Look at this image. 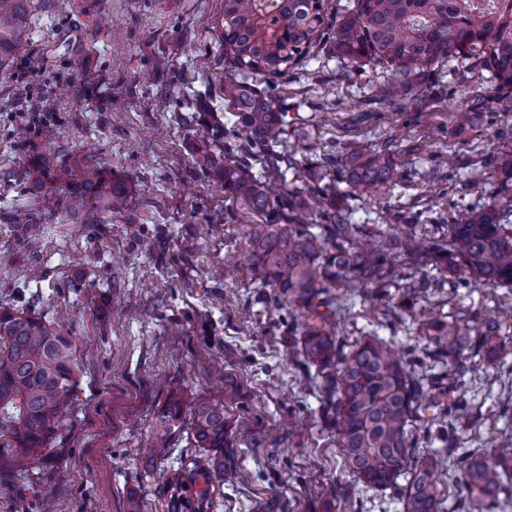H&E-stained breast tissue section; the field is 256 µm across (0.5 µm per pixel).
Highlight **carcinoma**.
Wrapping results in <instances>:
<instances>
[{"label": "carcinoma", "instance_id": "carcinoma-1", "mask_svg": "<svg viewBox=\"0 0 512 512\" xmlns=\"http://www.w3.org/2000/svg\"><path fill=\"white\" fill-rule=\"evenodd\" d=\"M31 0H0V70L27 41ZM324 0H224V102L232 127L254 149L248 156L224 147V197L258 218L246 226L245 266L250 281L292 309L288 335L302 363L315 368L323 412L336 431L344 467L363 492L397 489L402 512H443L440 486L460 478L467 512L512 502V443L458 448L446 419L469 416V386L482 363L512 353V305L494 313L450 310L412 321L423 359L407 360L375 332L349 344L343 338L356 299H369L383 319L403 322L409 303L428 302L441 278L468 276L474 288H512V146L490 162L498 180L472 185L492 201L446 226L424 230L355 224L347 200L359 191L391 188L403 171L389 146L347 144L336 157L339 202L326 203L333 185L325 166L308 183L278 194L280 146L288 113L249 83L269 80L328 46L351 67L373 63L387 73L380 93L389 102L412 95L425 73L449 58L475 60L492 81L512 86V0H349L328 23ZM484 100L455 113L457 128L475 126ZM261 173H253L255 166ZM52 179L67 187L57 212L92 224L123 204L125 190L87 166L61 168ZM320 224L315 234L311 226ZM80 382L77 346L41 316L0 303V482L29 481L55 439L61 415ZM430 404L440 407L436 450H417L413 430ZM159 436L191 435L200 454L166 478L167 512H208L215 486L235 479L224 466V400H198L190 413L172 393L155 413Z\"/></svg>", "mask_w": 512, "mask_h": 512}]
</instances>
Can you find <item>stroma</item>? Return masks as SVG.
I'll return each instance as SVG.
<instances>
[{
	"label": "stroma",
	"mask_w": 512,
	"mask_h": 512,
	"mask_svg": "<svg viewBox=\"0 0 512 512\" xmlns=\"http://www.w3.org/2000/svg\"><path fill=\"white\" fill-rule=\"evenodd\" d=\"M224 0H33L30 35L0 71V301L39 313L72 337L80 391L61 418L45 481L0 484V512H163L162 470L190 458L187 435L152 451L153 417L178 390L184 404L219 393L226 405L224 457L237 477L213 496V512H334L333 486H352L336 435L322 417L312 374L288 334L289 311L248 277L208 276L242 261L250 215L224 199V52L216 22ZM93 73L94 82L82 81ZM385 72L313 52L275 82L254 78L288 114L280 146L292 166L329 164L345 140L397 143L403 181L350 200L357 224H444L485 204L466 162L512 145V90L474 62L432 69L414 96L391 103ZM487 100L478 126L454 112ZM212 140L215 160L197 153ZM453 153L458 163L440 165ZM98 165L127 192L125 209L98 223L49 219L62 166ZM366 303L351 331L373 330L399 352L415 347L404 325H375ZM512 355L486 368L470 405L489 443L512 441Z\"/></svg>",
	"instance_id": "stroma-1"
}]
</instances>
